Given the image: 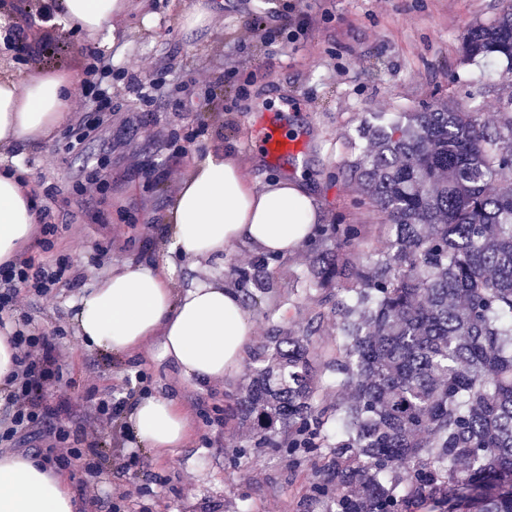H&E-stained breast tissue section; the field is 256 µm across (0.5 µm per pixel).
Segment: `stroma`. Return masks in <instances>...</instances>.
I'll use <instances>...</instances> for the list:
<instances>
[{
    "label": "stroma",
    "mask_w": 512,
    "mask_h": 512,
    "mask_svg": "<svg viewBox=\"0 0 512 512\" xmlns=\"http://www.w3.org/2000/svg\"><path fill=\"white\" fill-rule=\"evenodd\" d=\"M194 0H129L115 40L104 41L61 18L44 21L23 5L11 22L30 50L52 38L57 58L25 63L0 58V75L18 79L50 69L81 70L91 50L110 55L102 82L112 97V125L98 131L94 112H75L50 139L33 147L0 148V166H17L39 190L40 209L59 232L52 247L32 243L37 262L63 261L79 275L61 283L54 298L27 297L14 322L46 327L52 342L67 347L63 379L51 406L54 427L82 426L103 399L128 389L174 398L186 411L190 435L173 453L145 451L134 463L108 464L94 485L82 486L69 471L78 498L111 502L114 485L131 487L137 512H298L315 479V461L292 465L286 453L242 449L228 416L247 372L239 367L207 390L169 373L153 358V346L132 354L85 348L72 322L80 295L104 277L94 258L111 245L112 266L160 263L168 256L166 213L195 159L212 149L239 157L255 187L303 170L322 224H368L372 230L358 261L384 248L381 216L351 179L350 137L372 112H404L435 102L479 111L496 125L501 101L512 91L502 59L464 58L465 30L494 19L499 0H215V14L201 34L184 29ZM315 16L301 26L300 12ZM278 20L266 40L252 24ZM236 67L224 71L225 63ZM276 127L301 143L297 154L276 159L248 144L249 131ZM98 177L94 198L81 196L80 181ZM322 256L320 240L285 258L267 257L247 244L209 262L227 287L252 296L246 313L253 343L273 329H315L317 347L336 345L325 319L341 295L309 287L308 274Z\"/></svg>",
    "instance_id": "stroma-1"
}]
</instances>
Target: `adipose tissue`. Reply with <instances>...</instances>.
Instances as JSON below:
<instances>
[{"mask_svg": "<svg viewBox=\"0 0 512 512\" xmlns=\"http://www.w3.org/2000/svg\"><path fill=\"white\" fill-rule=\"evenodd\" d=\"M128 0H57L56 12L92 36L114 37ZM79 78L69 70L40 73L25 83L0 79V145L47 140L69 119ZM38 205L16 171H0V264L32 239ZM166 220L169 251L199 267L237 243L265 255L289 256L310 243L320 221L303 178L253 188L244 166L219 149L196 159L179 184ZM172 262L127 264L99 279L73 315L84 345L115 354L158 338L155 360L197 389L222 381L242 363L252 326L242 294L223 279L195 280L174 293ZM132 450L181 447L187 420L170 398H139L127 412ZM0 512H78L65 476L38 457L0 456Z\"/></svg>", "mask_w": 512, "mask_h": 512, "instance_id": "ef3b65f1", "label": "adipose tissue"}]
</instances>
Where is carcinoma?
Listing matches in <instances>:
<instances>
[{"label": "carcinoma", "mask_w": 512, "mask_h": 512, "mask_svg": "<svg viewBox=\"0 0 512 512\" xmlns=\"http://www.w3.org/2000/svg\"><path fill=\"white\" fill-rule=\"evenodd\" d=\"M462 53L512 73V0ZM501 109L493 127L443 102L376 115L351 142L386 247L358 263L364 225H333L309 286L346 293L336 348L319 362L310 326L264 337L231 413L258 447L320 458L300 512H512V94ZM319 364L342 394L331 440Z\"/></svg>", "instance_id": "1"}]
</instances>
